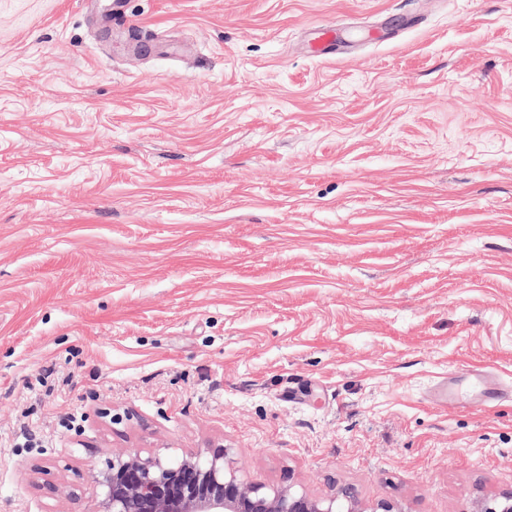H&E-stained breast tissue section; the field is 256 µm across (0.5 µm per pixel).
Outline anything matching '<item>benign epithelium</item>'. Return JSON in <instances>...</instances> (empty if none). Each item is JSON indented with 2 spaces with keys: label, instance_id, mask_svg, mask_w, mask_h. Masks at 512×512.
Listing matches in <instances>:
<instances>
[{
  "label": "benign epithelium",
  "instance_id": "1",
  "mask_svg": "<svg viewBox=\"0 0 512 512\" xmlns=\"http://www.w3.org/2000/svg\"><path fill=\"white\" fill-rule=\"evenodd\" d=\"M104 489V512H362L350 486L316 498L293 486L247 482L222 445L174 461L156 454L114 456L93 475ZM477 512H512V491Z\"/></svg>",
  "mask_w": 512,
  "mask_h": 512
}]
</instances>
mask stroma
<instances>
[{
	"label": "stroma",
	"mask_w": 512,
	"mask_h": 512,
	"mask_svg": "<svg viewBox=\"0 0 512 512\" xmlns=\"http://www.w3.org/2000/svg\"><path fill=\"white\" fill-rule=\"evenodd\" d=\"M124 10L0 0V512L210 443L398 512L511 491L512 0ZM467 369L497 399L435 407Z\"/></svg>",
	"instance_id": "obj_1"
}]
</instances>
